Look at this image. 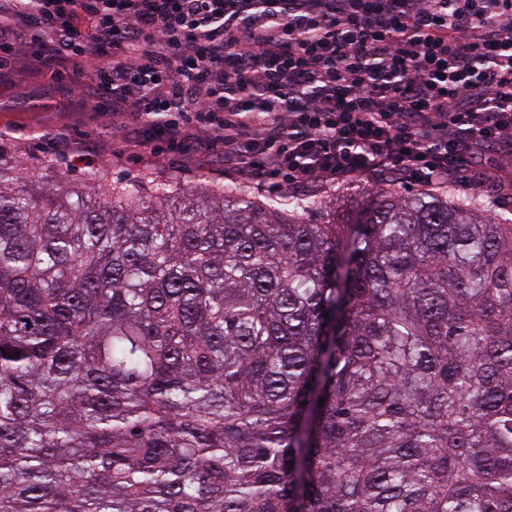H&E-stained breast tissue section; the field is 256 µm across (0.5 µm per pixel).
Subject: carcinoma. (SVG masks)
Here are the masks:
<instances>
[{"mask_svg": "<svg viewBox=\"0 0 512 512\" xmlns=\"http://www.w3.org/2000/svg\"><path fill=\"white\" fill-rule=\"evenodd\" d=\"M39 169L0 135V512H512V205Z\"/></svg>", "mask_w": 512, "mask_h": 512, "instance_id": "cac0c4a2", "label": "carcinoma"}]
</instances>
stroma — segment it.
I'll return each instance as SVG.
<instances>
[{
  "mask_svg": "<svg viewBox=\"0 0 512 512\" xmlns=\"http://www.w3.org/2000/svg\"><path fill=\"white\" fill-rule=\"evenodd\" d=\"M85 74L72 63L46 70L21 60L0 66V131L33 160L50 155L58 170L82 179V169L71 167L73 154L90 151L111 182L150 185L157 177L171 178L188 188H211L237 183L224 171L222 148L204 149L191 142L180 150L159 145L152 152L127 146L112 136L94 99L73 95L85 84ZM384 177L350 179L334 185L311 184L293 188L298 197L333 203L343 210L347 196L384 184Z\"/></svg>",
  "mask_w": 512,
  "mask_h": 512,
  "instance_id": "obj_1",
  "label": "stroma"
}]
</instances>
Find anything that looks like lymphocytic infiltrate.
I'll return each instance as SVG.
<instances>
[{
	"label": "lymphocytic infiltrate",
	"mask_w": 512,
	"mask_h": 512,
	"mask_svg": "<svg viewBox=\"0 0 512 512\" xmlns=\"http://www.w3.org/2000/svg\"><path fill=\"white\" fill-rule=\"evenodd\" d=\"M0 53L86 68L138 148L223 144L243 182L496 180L512 0H0Z\"/></svg>",
	"instance_id": "f902f5d3"
}]
</instances>
